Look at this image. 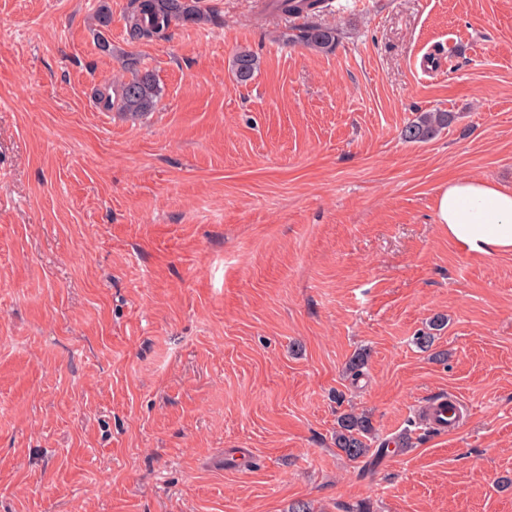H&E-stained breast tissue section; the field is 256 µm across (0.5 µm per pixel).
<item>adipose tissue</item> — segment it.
<instances>
[{"instance_id": "adipose-tissue-1", "label": "adipose tissue", "mask_w": 512, "mask_h": 512, "mask_svg": "<svg viewBox=\"0 0 512 512\" xmlns=\"http://www.w3.org/2000/svg\"><path fill=\"white\" fill-rule=\"evenodd\" d=\"M435 210L438 224L466 251L512 254V186L461 177L443 185Z\"/></svg>"}]
</instances>
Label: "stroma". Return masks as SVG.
Here are the masks:
<instances>
[{
	"label": "stroma",
	"mask_w": 512,
	"mask_h": 512,
	"mask_svg": "<svg viewBox=\"0 0 512 512\" xmlns=\"http://www.w3.org/2000/svg\"><path fill=\"white\" fill-rule=\"evenodd\" d=\"M127 3L0 0V512H512V254L435 212L450 178L512 185V0H333L323 53L267 0L140 42ZM131 61L138 119L92 97ZM233 67L236 78L240 82H247L260 69V58L250 50H242L235 54ZM455 120L452 112H421L402 130V138L410 143H424L433 139ZM448 401L453 404L457 412L456 398L441 397L430 405L427 418L433 428L450 433L454 431L458 421H456L453 411L448 412L446 406L443 405ZM372 431V421L366 413L346 412L338 419L334 444L346 458L354 462H360L371 451L367 438Z\"/></svg>",
	"instance_id": "stroma-1"
}]
</instances>
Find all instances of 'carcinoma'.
<instances>
[{
    "label": "carcinoma",
    "instance_id": "carcinoma-1",
    "mask_svg": "<svg viewBox=\"0 0 512 512\" xmlns=\"http://www.w3.org/2000/svg\"><path fill=\"white\" fill-rule=\"evenodd\" d=\"M276 9L288 16H303L307 22L285 34L289 43H298L311 50L329 52L336 46V29L318 22L322 13L331 9L332 0H271ZM211 15L199 0H128L127 34L133 41H151L164 37L175 20L206 21ZM236 78L247 82L260 69V58L250 50L235 54ZM160 90L149 71L133 70L131 78L97 92L99 103L107 110L117 109L131 118H139L154 110ZM455 120L451 112H421L402 130V138L410 143H424L448 129ZM373 431L371 418L353 411L342 414L334 437L336 448L351 461L359 462L371 451L367 438Z\"/></svg>",
    "mask_w": 512,
    "mask_h": 512
}]
</instances>
